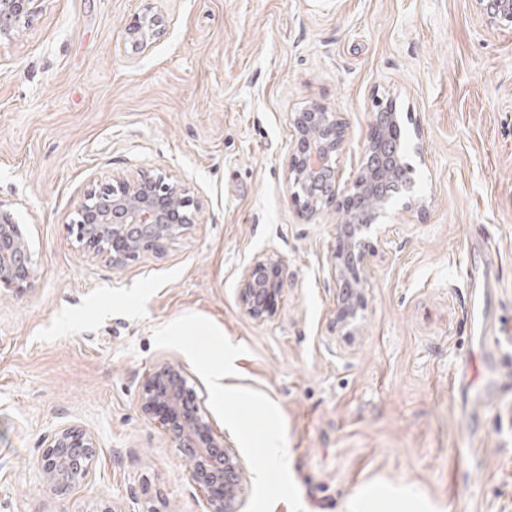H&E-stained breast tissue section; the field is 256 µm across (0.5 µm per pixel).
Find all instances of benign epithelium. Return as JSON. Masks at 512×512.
<instances>
[{"mask_svg": "<svg viewBox=\"0 0 512 512\" xmlns=\"http://www.w3.org/2000/svg\"><path fill=\"white\" fill-rule=\"evenodd\" d=\"M34 0H0V33L15 30L26 23ZM488 24L512 29V0H475ZM150 29L144 13L125 24L127 36L145 47ZM389 105L374 113L364 144L365 161L347 195L337 203L345 215L338 227L339 246L334 273L341 280L342 298L336 327L344 336L355 334L353 321L365 307L368 256L372 245L367 241L380 225L379 219L394 205L395 195L411 192L412 165L399 171L397 187L390 194L383 189L386 173L406 151L405 130ZM294 141L287 158L288 181L304 187L306 195L292 192L294 203L312 218L324 204L334 200L337 179L336 155L346 136L341 113L322 103L308 102L288 113ZM194 200L187 188L165 177L119 180L107 186L104 194L89 193L79 205L75 222L76 238L96 256L119 267L143 251L165 240L185 234L195 223L190 211ZM281 264L265 255L255 256L239 276L238 298L243 310L253 319L262 320L281 291ZM36 263L11 214L0 210V290L17 292L30 283ZM166 408L168 433L175 447L188 462L192 480L208 493L209 512H237V502L244 492L242 467L237 457L217 440L198 406L191 402L183 366L172 361L160 363L143 383L140 408L146 415L158 406ZM96 440L87 429L76 424L51 429L43 439L37 460L43 483L59 497L86 483L93 476L90 466L81 467V456H95Z\"/></svg>", "mask_w": 512, "mask_h": 512, "instance_id": "obj_1", "label": "benign epithelium"}]
</instances>
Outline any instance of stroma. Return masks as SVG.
Wrapping results in <instances>:
<instances>
[{
  "instance_id": "stroma-1",
  "label": "stroma",
  "mask_w": 512,
  "mask_h": 512,
  "mask_svg": "<svg viewBox=\"0 0 512 512\" xmlns=\"http://www.w3.org/2000/svg\"><path fill=\"white\" fill-rule=\"evenodd\" d=\"M150 10L147 49L124 25ZM420 126L424 210L396 208L375 242L353 338L335 332L336 206L302 216L288 190L289 112L341 113L337 196L362 161L377 98ZM162 175L196 222L112 267L70 226L84 197ZM0 206L37 261L0 293V512H207L162 414L139 394L188 358L154 331L187 313L247 346L227 386L268 395L304 512H512V31L474 0H37L0 34ZM282 263L265 320L238 299L243 264ZM80 424L92 479L67 503L37 468L44 434Z\"/></svg>"
}]
</instances>
